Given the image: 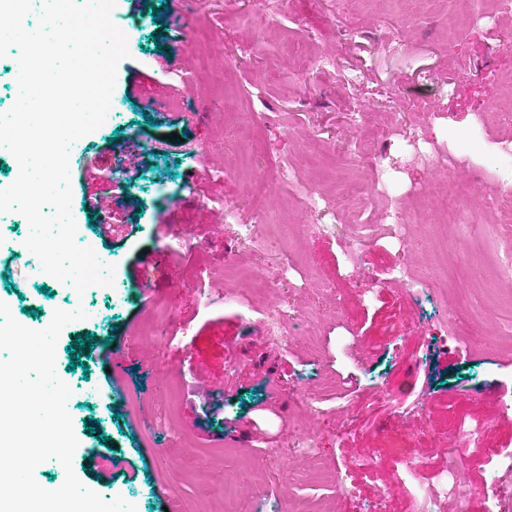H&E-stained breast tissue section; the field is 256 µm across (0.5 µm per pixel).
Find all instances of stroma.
Listing matches in <instances>:
<instances>
[{
    "label": "stroma",
    "instance_id": "obj_1",
    "mask_svg": "<svg viewBox=\"0 0 512 512\" xmlns=\"http://www.w3.org/2000/svg\"><path fill=\"white\" fill-rule=\"evenodd\" d=\"M166 0H143L130 14L117 0L114 22L129 37V58L117 70L111 109L103 125L70 150L77 235L104 264L114 266L111 287L82 298L59 283L41 293L33 256L20 253L29 231L15 212L0 214V301L21 324L41 329L55 309L84 308L56 347L59 377L72 389L67 409L79 441L73 468L104 499L122 497L136 512H288L291 502L323 498L335 512H421L425 491L456 468L460 512H502L482 494L492 479L512 496V332L492 328L500 295L493 262L469 263L474 298L485 312L473 321L492 353L465 354L466 337L445 331L450 298L431 274L428 247L437 229L428 220L409 225L418 247L415 280L428 289L419 303L398 279L407 260L386 213L419 195L430 181L456 179L482 167L484 183L472 201L492 211L498 180L512 182L503 147H512V96L497 95L512 75V45L492 0H469L468 27L443 35L457 0H189L180 38L155 41L154 11ZM399 36L403 51L388 49ZM330 56L329 67L308 63L309 52ZM168 66H161L160 54ZM190 84H182L180 73ZM140 77L144 98L127 92ZM162 100L146 110L145 98ZM180 133L169 141L171 133ZM374 137L376 160L359 162L364 135ZM139 137L151 159L130 191L137 212L113 207L110 240L101 239L85 206L80 174L89 159L101 168L92 189L109 198L124 173L121 152ZM285 167L289 182L272 192L264 213L252 210L247 186L259 172ZM193 190H186L185 181ZM374 191L371 225L357 253L355 224L332 220L336 197L353 182ZM313 193L320 210L305 209ZM237 208L225 213L226 203ZM175 227L171 237L159 223ZM266 227L263 242L242 237L241 225ZM249 260L265 270L288 299L284 347L267 340L263 307L248 285L224 286V265ZM331 285L332 302L316 282ZM152 295H145L144 286ZM109 337L127 355L108 372L99 358L70 370V335ZM316 332L318 349L307 345ZM321 407L308 423L321 458L337 463L346 492L311 478L287 482L302 399ZM224 405L234 430L206 416V403ZM352 417L339 419L337 400ZM120 406L114 416L110 407ZM96 431H88L89 423ZM482 425L481 449L464 452L466 431ZM279 451L284 465L263 469L252 460L257 441ZM104 446L129 461L134 480L113 476L109 462L85 464ZM423 460L407 475V459ZM247 488L225 501L215 477Z\"/></svg>",
    "mask_w": 512,
    "mask_h": 512
}]
</instances>
